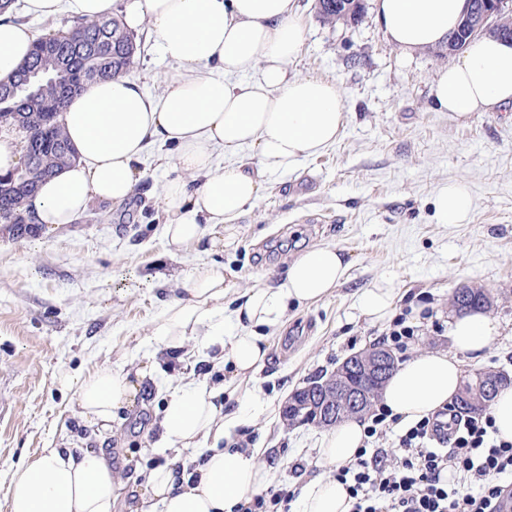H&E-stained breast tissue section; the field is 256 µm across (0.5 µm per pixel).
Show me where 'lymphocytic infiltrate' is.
<instances>
[{
  "instance_id": "1",
  "label": "lymphocytic infiltrate",
  "mask_w": 512,
  "mask_h": 512,
  "mask_svg": "<svg viewBox=\"0 0 512 512\" xmlns=\"http://www.w3.org/2000/svg\"><path fill=\"white\" fill-rule=\"evenodd\" d=\"M448 415L410 424L395 450L364 447L336 467L350 512H502L512 442L495 439L491 414Z\"/></svg>"
}]
</instances>
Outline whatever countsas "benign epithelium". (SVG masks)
I'll return each instance as SVG.
<instances>
[{"label": "benign epithelium", "mask_w": 512, "mask_h": 512, "mask_svg": "<svg viewBox=\"0 0 512 512\" xmlns=\"http://www.w3.org/2000/svg\"><path fill=\"white\" fill-rule=\"evenodd\" d=\"M506 12H512V0H468L466 18L472 34L498 33V18ZM394 361L392 352L381 346L370 347L343 361L333 377L321 385L322 408L332 406L351 411L363 408L367 392L349 383V376L357 374L368 385H377L384 380Z\"/></svg>", "instance_id": "7a95c632"}]
</instances>
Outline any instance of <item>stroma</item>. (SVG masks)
<instances>
[{"label": "stroma", "instance_id": "1", "mask_svg": "<svg viewBox=\"0 0 512 512\" xmlns=\"http://www.w3.org/2000/svg\"><path fill=\"white\" fill-rule=\"evenodd\" d=\"M358 23L323 22L316 0H297L304 39L290 74L332 81L344 99L345 122L332 147L266 183L260 200L237 221L215 251H170L164 238V184L201 178L182 174L153 145L144 176L123 203H94L62 227L20 234L0 224V512H8L13 472L40 448L72 441L102 448L125 488L145 483L166 452L155 448L165 407L170 357L154 334L166 302L185 298L183 279L205 264L224 267L225 284L241 290L278 284L304 251L332 245L345 255V281L312 307L289 306L271 339L264 370L253 380L205 362L183 368L223 389L232 411L247 388L269 402L248 431L261 448L268 487L298 490L326 473L318 460L323 427H291L283 419L288 396L307 381L330 375L347 357L381 341L385 325L357 308L360 295L393 278L398 307L412 306L417 338L399 350H449L454 288L488 292V315L498 334L482 362L464 360V373L512 375V103L460 119L439 111L433 86L455 55L438 48L403 53L384 38L363 0ZM134 35L146 46L127 80L151 94L163 90L148 24ZM464 183L473 198L466 223L434 218L437 190ZM431 318L421 319L422 309ZM155 365L143 380L135 409L118 411L111 433L85 425L64 375L99 366L132 371Z\"/></svg>", "mask_w": 512, "mask_h": 512}]
</instances>
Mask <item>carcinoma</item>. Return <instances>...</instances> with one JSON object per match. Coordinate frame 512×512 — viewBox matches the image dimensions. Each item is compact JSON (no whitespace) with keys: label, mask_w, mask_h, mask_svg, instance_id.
<instances>
[{"label":"carcinoma","mask_w":512,"mask_h":512,"mask_svg":"<svg viewBox=\"0 0 512 512\" xmlns=\"http://www.w3.org/2000/svg\"><path fill=\"white\" fill-rule=\"evenodd\" d=\"M358 7L357 0H341L339 9L325 8L322 19L327 23L348 19ZM139 50L134 34L117 16L77 22L57 34L49 46L36 39L28 60L16 68L9 82H0V127L18 131L24 152L34 157L25 178L15 173L0 179V224L20 228L35 223L25 209L26 200L44 180L74 160L60 121L71 98L98 81L126 74L136 64ZM453 297V308L459 313L492 305L488 293L465 284L454 289ZM510 385L512 378L503 373L474 372L465 377L456 408L462 413L487 411L498 392ZM317 387L318 382L312 381L291 396L289 421L312 419L322 424L319 404H308Z\"/></svg>","instance_id":"cac0c4a2"}]
</instances>
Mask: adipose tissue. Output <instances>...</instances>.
Returning a JSON list of instances; mask_svg holds the SVG:
<instances>
[{"label": "adipose tissue", "mask_w": 512, "mask_h": 512, "mask_svg": "<svg viewBox=\"0 0 512 512\" xmlns=\"http://www.w3.org/2000/svg\"><path fill=\"white\" fill-rule=\"evenodd\" d=\"M113 0H23L24 19L0 16V82L10 80L29 55L34 36L28 19L50 20L67 14L76 21L112 12ZM128 25L148 21L155 53L172 63L162 94L154 96L124 78L98 82L74 96L61 121L76 155L73 165L46 179L29 202L38 224L73 223L96 201L126 200L142 178L150 145L174 150V166L198 173L202 183L188 189L167 183L161 202L168 215L170 246L209 241L210 228L232 229L234 221L262 196L267 177L287 173L302 160L332 146L345 119L335 84L292 77L288 64L297 54L302 29L295 0H135ZM466 0H374L384 36L406 52L438 45L459 23ZM434 99L444 112L466 118L512 102V42L492 37L472 41L458 61L440 70ZM256 154L254 166L237 161L239 152ZM224 165H216V153ZM472 198L459 183L442 186L435 198L439 223L461 224ZM349 263L336 247L311 248L289 265L276 286H258L239 297L232 314L224 312V270L208 266L184 280L187 299L166 303L155 332L166 349L182 351L191 336L205 332L218 348L216 368L231 364L235 376L254 377L268 360L272 330L289 305L310 306L326 298L346 277ZM397 290L385 278L363 292L361 314L374 323L391 319ZM239 331L224 333L225 319ZM452 351L418 353L386 382L382 402L401 421L415 422L451 406L463 380V359L480 361L497 334L485 313L453 320ZM153 367L129 376L109 367L67 375L80 416L107 431L114 414L137 405L140 382ZM218 390L203 382L169 377L159 423L158 447L192 449L201 463L193 470L165 465L148 476L143 493L159 512H236L267 483L268 471L257 451L221 447L230 430L249 425L266 401L247 391L225 412ZM365 441V426L342 422L326 432L318 450L321 463L351 461ZM122 484L101 450L63 453L44 448L16 469L8 488L9 512H112ZM344 484L319 476L302 489L298 512H348Z\"/></svg>", "instance_id": "1"}]
</instances>
